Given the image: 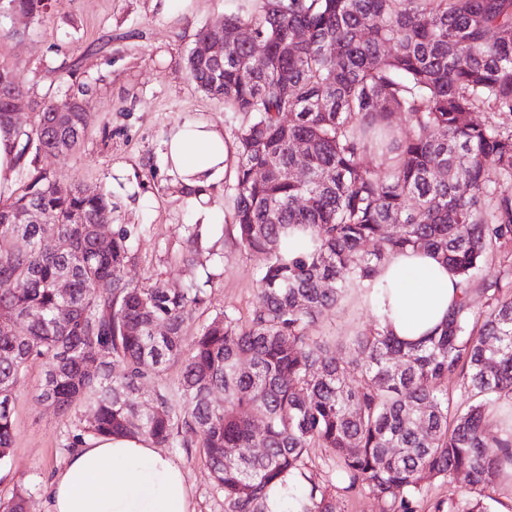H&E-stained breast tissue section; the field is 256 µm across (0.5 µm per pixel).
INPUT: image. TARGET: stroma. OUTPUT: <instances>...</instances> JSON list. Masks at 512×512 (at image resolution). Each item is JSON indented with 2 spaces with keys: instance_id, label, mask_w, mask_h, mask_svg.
<instances>
[{
  "instance_id": "stroma-1",
  "label": "stroma",
  "mask_w": 512,
  "mask_h": 512,
  "mask_svg": "<svg viewBox=\"0 0 512 512\" xmlns=\"http://www.w3.org/2000/svg\"><path fill=\"white\" fill-rule=\"evenodd\" d=\"M48 10L31 19L16 15L1 25L16 29L0 46V65L14 70L34 106L22 116V127L37 119V103L45 97L88 92L87 130L77 146L56 156L38 155V167L58 181L112 193L116 224H139L134 242L136 280L184 287L188 274L179 262L185 227L208 224L215 231L207 246L212 257L198 276H209V300L185 325L192 341L208 317L222 311L248 316L256 295V263L240 254L225 234L230 223L223 187L210 192L212 210L202 215L178 192L165 162L164 142L171 129L200 117L214 123L234 141L241 123L223 100L208 96L191 81L187 56L197 31L223 20L225 13L246 14L255 0H191L188 10L165 6L164 0H48ZM375 319L359 293H349L314 327V335L336 340L337 356L349 352L347 340ZM44 367L34 363L16 386V438L0 464V499L9 500L21 483L50 482L68 457L66 444L81 421L78 413H62L38 398ZM172 458L184 471L195 512H224V499L198 447L176 449Z\"/></svg>"
}]
</instances>
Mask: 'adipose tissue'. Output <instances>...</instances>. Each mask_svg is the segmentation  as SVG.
<instances>
[{"label": "adipose tissue", "instance_id": "ef3b65f1", "mask_svg": "<svg viewBox=\"0 0 512 512\" xmlns=\"http://www.w3.org/2000/svg\"><path fill=\"white\" fill-rule=\"evenodd\" d=\"M224 133L188 119L171 130L165 158L189 203L210 212V187L224 179ZM458 280L423 251L392 256L369 295L382 324L401 340L434 335L459 300ZM48 512H191L182 469L143 438L101 437L75 448L48 484Z\"/></svg>", "mask_w": 512, "mask_h": 512}]
</instances>
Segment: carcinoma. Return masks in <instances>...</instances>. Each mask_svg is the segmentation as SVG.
Wrapping results in <instances>:
<instances>
[{
    "label": "carcinoma",
    "instance_id": "cac0c4a2",
    "mask_svg": "<svg viewBox=\"0 0 512 512\" xmlns=\"http://www.w3.org/2000/svg\"><path fill=\"white\" fill-rule=\"evenodd\" d=\"M47 3L0 0V18L40 17ZM224 47V65L189 55L187 69L242 114L224 191L235 244L258 265L250 314L220 312L184 344L208 289L127 279L138 224L113 226L108 247L98 245L111 192L64 186L29 159L87 129L85 99H48L35 126L15 127L26 184L0 203V462L15 438V385L39 362L40 400L84 413L70 447L87 436L197 444L224 512H271L275 491L281 512H342L338 488L365 490L386 512H418L424 481L460 474L467 492L429 512H484L482 498L512 469V427L486 433L490 414L512 405V130L496 121L512 114V0H258L224 16ZM25 97L1 65L0 124ZM72 107L62 124L58 110ZM478 112L487 118L475 121ZM371 152L388 156L385 166L365 165ZM299 154L305 181L294 173ZM29 208L46 222L16 223ZM186 232L181 262L193 270L211 228ZM46 236L56 251L42 250ZM373 241L380 246L367 249ZM409 249L433 253L459 278L448 324L407 346L376 323L349 341L362 358L336 357L330 337L313 335L320 316ZM505 253L501 276L476 284L475 272ZM63 275L67 325L55 320ZM475 293L486 299L481 318ZM174 365L177 391L145 390ZM450 375L481 396L464 412L442 387ZM309 448L329 452L335 481L310 472ZM38 491L21 486L3 512H25Z\"/></svg>",
    "mask_w": 512,
    "mask_h": 512
}]
</instances>
